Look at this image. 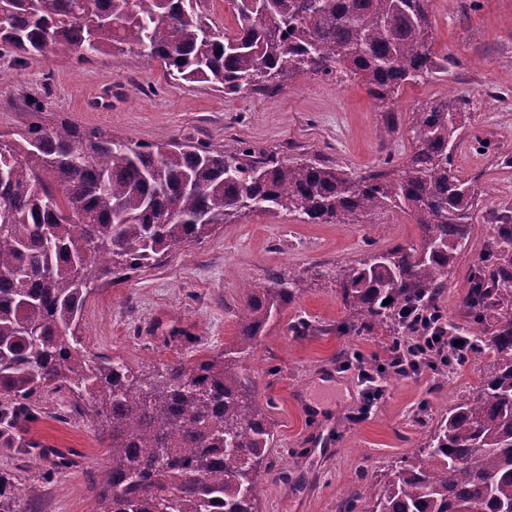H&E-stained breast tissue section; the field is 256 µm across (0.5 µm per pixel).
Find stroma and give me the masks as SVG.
<instances>
[{"label": "stroma", "instance_id": "obj_1", "mask_svg": "<svg viewBox=\"0 0 512 512\" xmlns=\"http://www.w3.org/2000/svg\"><path fill=\"white\" fill-rule=\"evenodd\" d=\"M433 51L446 70L405 85L391 100L373 98L353 75L300 72L266 93L227 96L203 83H177L158 63L128 51L81 64L63 55L0 57V133L40 117L101 127L148 143L163 135L213 148L235 143L255 155L305 158L361 175L393 173L411 151L412 114L443 97L465 112L454 168L481 193L474 229L438 306L450 328L469 322L471 272L496 220L512 224V0H429ZM413 218L393 209L343 224L253 211L210 236L172 251L160 264L90 294L77 334L86 354L149 378L177 359L222 355L237 334L234 312L248 283L270 274L299 280L293 301L272 320L238 368L268 414L273 440L258 479V512H343L365 486L385 482L423 447L448 411L490 370L471 358L447 375L426 370L383 377L382 401L364 421L350 363L382 364L390 332L359 328L336 285V271L398 243L418 241ZM304 322L305 335L291 327ZM72 392L48 391L32 404L25 430L0 414V472L38 488L18 512H90L96 485L112 467ZM11 438H4V431Z\"/></svg>", "mask_w": 512, "mask_h": 512}]
</instances>
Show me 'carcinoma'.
Segmentation results:
<instances>
[{
    "mask_svg": "<svg viewBox=\"0 0 512 512\" xmlns=\"http://www.w3.org/2000/svg\"><path fill=\"white\" fill-rule=\"evenodd\" d=\"M237 22L201 0H0V56L91 60L137 50L175 81L226 95L268 92L291 73L359 78L378 100L438 67L429 0H234ZM464 113L434 98L413 112L412 150L389 178L306 159L254 157L173 138L142 143L66 120L0 133V397L9 424L30 399L69 389L92 403L112 457L94 512H256L273 433L236 368L297 283L248 285L224 356L176 360L147 381L89 358L76 335L88 296L251 211L340 223L398 208L421 230L408 246L336 273L361 323L398 326L402 305L437 307L470 235L477 192L453 167ZM390 303H384V300ZM463 332L493 370L438 422L427 444L349 512H512V224L472 272ZM34 488L0 474V512ZM201 9L211 21L221 28H234L236 15L234 0H201Z\"/></svg>",
    "mask_w": 512,
    "mask_h": 512,
    "instance_id": "carcinoma-1",
    "label": "carcinoma"
}]
</instances>
